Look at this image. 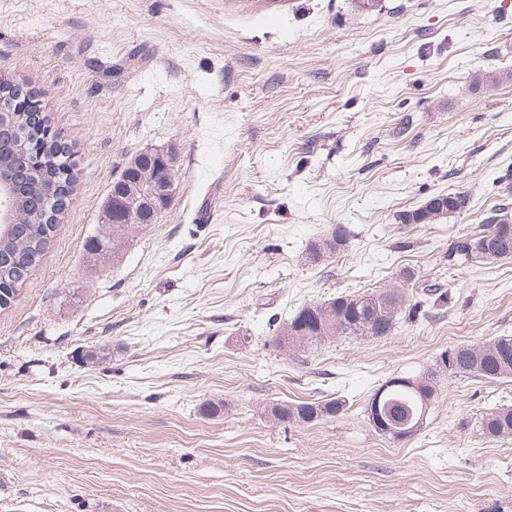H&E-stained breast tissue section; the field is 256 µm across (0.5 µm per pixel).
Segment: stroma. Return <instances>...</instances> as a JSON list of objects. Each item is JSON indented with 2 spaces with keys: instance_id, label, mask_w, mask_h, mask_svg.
Masks as SVG:
<instances>
[{
  "instance_id": "1",
  "label": "stroma",
  "mask_w": 512,
  "mask_h": 512,
  "mask_svg": "<svg viewBox=\"0 0 512 512\" xmlns=\"http://www.w3.org/2000/svg\"><path fill=\"white\" fill-rule=\"evenodd\" d=\"M492 70L512 72V0H0V78L38 96L76 176L0 310V512H512V437L479 426L512 378L442 375L403 440L365 414L385 380L512 336V259L448 263L512 202ZM145 151L171 160L169 204L90 263ZM339 224L345 247L310 261ZM406 284L448 301L381 339L267 343L306 305ZM337 397L311 424L267 413ZM441 197V198H439ZM438 202L437 208L433 206L434 203ZM467 205V198L463 195L456 194V193H449L447 195H442L438 197H434L430 200H428L424 205L421 207L408 211L404 213L401 216V222L405 224H432L437 219H434V217L451 213H456L465 208ZM441 211V212H439ZM433 212H438L437 215H434L431 217ZM434 220H427L429 219ZM441 217V216H440Z\"/></svg>"
}]
</instances>
